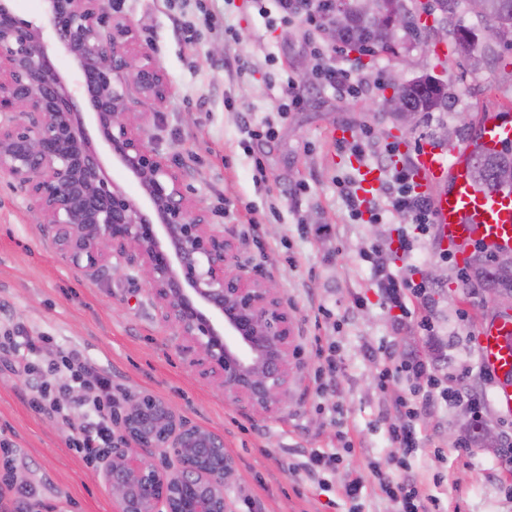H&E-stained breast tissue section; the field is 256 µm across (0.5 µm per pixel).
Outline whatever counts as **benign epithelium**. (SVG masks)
Listing matches in <instances>:
<instances>
[{
    "label": "benign epithelium",
    "mask_w": 512,
    "mask_h": 512,
    "mask_svg": "<svg viewBox=\"0 0 512 512\" xmlns=\"http://www.w3.org/2000/svg\"><path fill=\"white\" fill-rule=\"evenodd\" d=\"M45 4L36 25L0 0V175L26 194L62 259L86 270L110 268L114 259L137 269L187 365L246 414H277L288 404L291 314L272 280L238 269L240 243L209 223L187 195L179 164L148 139L146 113L131 111L132 86L165 97L161 68L144 53L134 62L137 33L112 15L108 0ZM380 4L362 0V9L381 28L407 30L410 8ZM53 55L75 63L74 85ZM383 102L409 116L399 91ZM92 129L136 180L139 196L107 177L91 149ZM112 404L121 411L98 475L113 512H235L226 498L223 435L187 423L150 393ZM159 455L167 459L162 468Z\"/></svg>",
    "instance_id": "obj_1"
}]
</instances>
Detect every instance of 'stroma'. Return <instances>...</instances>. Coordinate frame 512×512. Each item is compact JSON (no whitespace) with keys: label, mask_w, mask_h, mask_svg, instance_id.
Listing matches in <instances>:
<instances>
[{"label":"stroma","mask_w":512,"mask_h":512,"mask_svg":"<svg viewBox=\"0 0 512 512\" xmlns=\"http://www.w3.org/2000/svg\"><path fill=\"white\" fill-rule=\"evenodd\" d=\"M184 15L192 38L176 36L172 21ZM120 17L136 28L143 51L167 83L163 100L134 90L129 106L150 113L157 149L181 164L190 197L241 244L243 273H261L278 285L293 315L297 356L290 402L274 417L254 419L199 377L175 348L170 328L155 318L146 285L128 266L110 273L74 267L45 242L25 195L0 177V335L23 324L47 340L30 361L45 367L74 348L98 371L112 375L114 395L149 392L167 400L194 424L224 437L233 474L228 499L236 512H398L371 472L393 449L390 405L408 394L373 381L371 351L413 350L440 373L467 371L484 396L492 385L480 374L476 336L496 308L454 254H443L436 228H420L389 212L379 222L352 218L337 193L338 180L357 177L355 156L341 149L336 129L354 138L369 134L386 151L389 166L407 164L419 142L443 145L447 154L471 144L484 114L512 109V40L489 31L485 18L458 13L454 25L477 30L486 64L471 67L451 41L433 36L401 40L403 59H377L375 80L354 96L310 90L297 112L280 114L286 73L305 74L318 58L310 52L305 18L271 23L252 0H123ZM237 54L246 68L230 75L224 58ZM431 75L455 97L448 108L422 112L400 125L381 108L382 87ZM469 115L458 126V113ZM272 126L270 138L249 129ZM415 240L412 256L397 248L399 234ZM389 246L390 270L418 283L430 281V316L437 331L393 327V311L374 285L364 255ZM342 370L336 379L341 412L326 410L316 373L329 348ZM30 376L0 363V512H112L95 465L69 444L73 423L35 410ZM462 409L438 405L420 423L425 449L400 477L413 476L440 501L442 512H512V473L500 469L487 447H456ZM354 444L344 453L339 433ZM317 449L340 454L330 489L291 473L289 464ZM364 480L360 499L341 489L348 475Z\"/></svg>","instance_id":"35a3bbf8"}]
</instances>
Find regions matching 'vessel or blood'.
Returning a JSON list of instances; mask_svg holds the SVG:
<instances>
[{
    "label": "vessel or blood",
    "mask_w": 512,
    "mask_h": 512,
    "mask_svg": "<svg viewBox=\"0 0 512 512\" xmlns=\"http://www.w3.org/2000/svg\"><path fill=\"white\" fill-rule=\"evenodd\" d=\"M479 142L488 150L512 143V121L499 114L484 118ZM468 150L448 162L436 144L420 145L410 158L409 180L415 193L430 197L442 249L479 242L497 250L512 249V194L496 188H478L467 172ZM481 366L495 379L493 402L512 415V317H495L478 336Z\"/></svg>",
    "instance_id": "vessel-or-blood-1"
}]
</instances>
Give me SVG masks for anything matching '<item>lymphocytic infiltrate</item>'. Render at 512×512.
Listing matches in <instances>:
<instances>
[{
    "label": "lymphocytic infiltrate",
    "mask_w": 512,
    "mask_h": 512,
    "mask_svg": "<svg viewBox=\"0 0 512 512\" xmlns=\"http://www.w3.org/2000/svg\"><path fill=\"white\" fill-rule=\"evenodd\" d=\"M339 195L352 217H361L369 213L371 218H380L382 212H396L411 217L419 225L432 223L433 217L428 201L412 192L408 184L405 168H387L377 198L363 201L357 194L353 182L342 181L338 184ZM369 260L376 277L379 293L390 308L396 309L394 318L396 329H403L408 319L418 318L423 331H431L432 322L426 314L428 294L426 284H410L398 279L386 268L382 248H373ZM51 374L65 375L66 380L58 386L40 382L35 386L36 406L39 410L62 415L64 407L62 397L69 392L75 393L76 402L85 410V422L72 437L70 445L89 463H96L112 446V377L106 373H94L92 365L82 359L77 350H69L62 356L60 363L50 366ZM404 374L413 382L412 399H401L395 404L399 412L407 418L405 424L392 428L390 440L398 453L387 460L384 467L378 468L387 494L400 505L399 512H441L434 496L423 493L414 483H397L392 479L394 469L404 467L408 458L413 457L423 447V440L417 427L422 414L435 408L439 403L466 404L473 413H480L484 399L474 392L467 375H460L459 386L454 390H443L435 374L432 362L417 352H408L398 368L383 367L378 374L380 388H387L397 374Z\"/></svg>",
    "instance_id": "1"
}]
</instances>
